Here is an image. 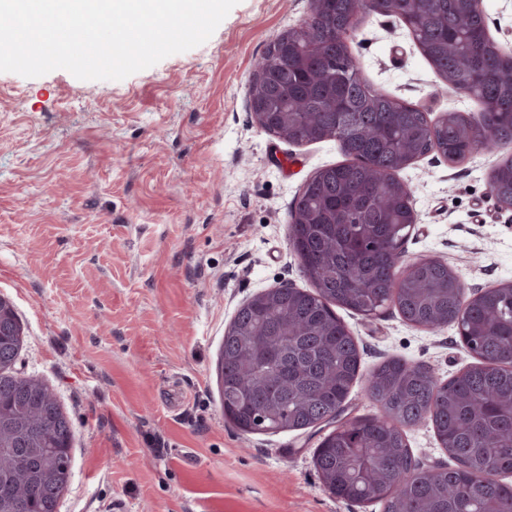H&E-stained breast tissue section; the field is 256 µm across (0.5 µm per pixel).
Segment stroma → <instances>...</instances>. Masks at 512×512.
Returning <instances> with one entry per match:
<instances>
[{
    "label": "stroma",
    "mask_w": 512,
    "mask_h": 512,
    "mask_svg": "<svg viewBox=\"0 0 512 512\" xmlns=\"http://www.w3.org/2000/svg\"><path fill=\"white\" fill-rule=\"evenodd\" d=\"M309 0H239L203 44L125 79L0 72V295L23 327L16 369L72 423L58 512H381L324 487V428L244 434L224 418V330L238 307L306 287L289 212L336 141L294 145L250 114L253 65L301 24ZM361 77L430 118L477 115L394 16L351 37ZM512 151L397 173L418 215L402 264L437 258L469 290L512 281V209L490 173ZM341 319L361 349L345 415L376 414L372 371L398 358L445 381L474 362L455 327L427 331L395 309ZM415 460L447 464L430 423L407 429Z\"/></svg>",
    "instance_id": "stroma-1"
}]
</instances>
